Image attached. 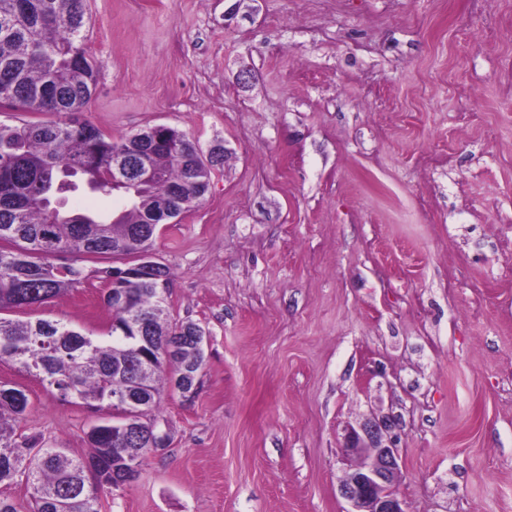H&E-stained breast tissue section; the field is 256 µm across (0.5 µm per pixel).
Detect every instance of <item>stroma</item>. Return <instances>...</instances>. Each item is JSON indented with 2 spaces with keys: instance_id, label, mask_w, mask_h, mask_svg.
<instances>
[{
  "instance_id": "obj_1",
  "label": "stroma",
  "mask_w": 512,
  "mask_h": 512,
  "mask_svg": "<svg viewBox=\"0 0 512 512\" xmlns=\"http://www.w3.org/2000/svg\"><path fill=\"white\" fill-rule=\"evenodd\" d=\"M84 117L224 148L164 225L202 326L168 448L100 512H348L349 427L389 422L406 512H512V0H88ZM91 276L16 311L102 333ZM18 434L90 451L95 409L0 362Z\"/></svg>"
}]
</instances>
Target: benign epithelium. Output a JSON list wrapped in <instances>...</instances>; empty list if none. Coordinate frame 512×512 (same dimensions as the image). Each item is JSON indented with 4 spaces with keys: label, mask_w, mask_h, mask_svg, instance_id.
Returning a JSON list of instances; mask_svg holds the SVG:
<instances>
[{
    "label": "benign epithelium",
    "mask_w": 512,
    "mask_h": 512,
    "mask_svg": "<svg viewBox=\"0 0 512 512\" xmlns=\"http://www.w3.org/2000/svg\"><path fill=\"white\" fill-rule=\"evenodd\" d=\"M385 426L368 421L352 428L344 448L358 458L354 471L343 479L338 490L350 504L349 512H406L397 488L399 459L396 447L383 443Z\"/></svg>",
    "instance_id": "obj_1"
}]
</instances>
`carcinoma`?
Returning <instances> with one entry per match:
<instances>
[{"instance_id": "1", "label": "carcinoma", "mask_w": 512, "mask_h": 512, "mask_svg": "<svg viewBox=\"0 0 512 512\" xmlns=\"http://www.w3.org/2000/svg\"><path fill=\"white\" fill-rule=\"evenodd\" d=\"M85 26V0H0V30H7L0 35V104L66 116L51 124L0 123V359L63 399L113 410L112 420L90 429L85 457L40 445L16 433L27 394L1 382L0 487L21 484L29 500L22 511L0 495V512H99L103 489L140 474L139 449L155 435L160 380L190 396L205 361L204 328L171 318L168 272L159 265L158 279H126L119 267L96 271L112 311L101 336L61 321L3 316L83 283L89 274L81 258L148 252L159 225L202 201L218 168L176 128L114 140L78 118L97 87ZM121 156L144 159L159 177L115 216L64 209L63 194L79 189L76 176L93 191L129 193L115 182Z\"/></svg>"}]
</instances>
